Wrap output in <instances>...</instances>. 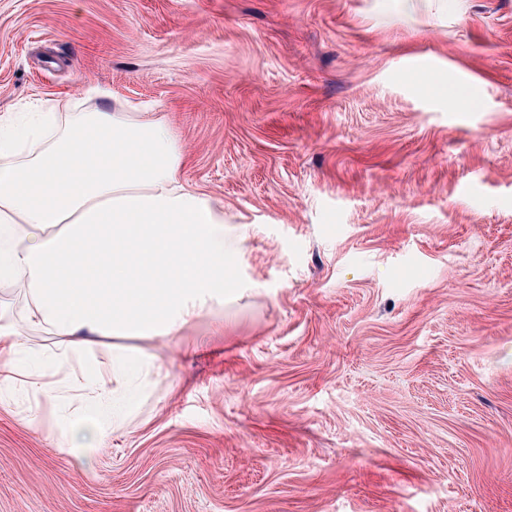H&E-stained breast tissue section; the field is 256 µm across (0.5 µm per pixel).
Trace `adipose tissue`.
Instances as JSON below:
<instances>
[{"mask_svg": "<svg viewBox=\"0 0 512 512\" xmlns=\"http://www.w3.org/2000/svg\"><path fill=\"white\" fill-rule=\"evenodd\" d=\"M185 157L147 112L0 114V287L25 299L23 327L0 314V394L25 376L33 393L89 406L93 426H70L71 447L121 425L156 364L119 350L111 381L97 379V339L164 340L239 300L224 283L243 239L182 179ZM30 330L57 337L56 349L34 348Z\"/></svg>", "mask_w": 512, "mask_h": 512, "instance_id": "ef3b65f1", "label": "adipose tissue"}]
</instances>
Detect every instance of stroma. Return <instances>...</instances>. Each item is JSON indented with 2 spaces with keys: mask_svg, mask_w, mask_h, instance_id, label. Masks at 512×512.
I'll return each instance as SVG.
<instances>
[{
  "mask_svg": "<svg viewBox=\"0 0 512 512\" xmlns=\"http://www.w3.org/2000/svg\"><path fill=\"white\" fill-rule=\"evenodd\" d=\"M154 112L246 307L128 421L0 401V512H512V0H0V113Z\"/></svg>",
  "mask_w": 512,
  "mask_h": 512,
  "instance_id": "stroma-1",
  "label": "stroma"
}]
</instances>
